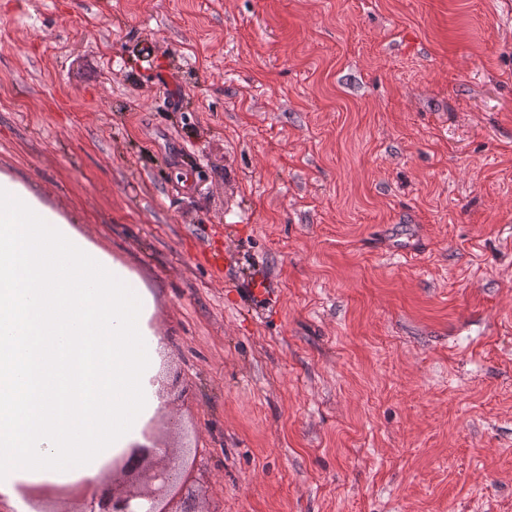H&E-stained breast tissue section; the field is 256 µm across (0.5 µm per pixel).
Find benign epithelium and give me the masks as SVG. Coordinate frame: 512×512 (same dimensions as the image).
Segmentation results:
<instances>
[{"label":"benign epithelium","instance_id":"1","mask_svg":"<svg viewBox=\"0 0 512 512\" xmlns=\"http://www.w3.org/2000/svg\"><path fill=\"white\" fill-rule=\"evenodd\" d=\"M169 454L167 448H132L114 459L112 482L92 492L79 512H199L190 494L159 505L177 479L175 462H163Z\"/></svg>","mask_w":512,"mask_h":512}]
</instances>
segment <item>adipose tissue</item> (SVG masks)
<instances>
[{
  "label": "adipose tissue",
  "mask_w": 512,
  "mask_h": 512,
  "mask_svg": "<svg viewBox=\"0 0 512 512\" xmlns=\"http://www.w3.org/2000/svg\"><path fill=\"white\" fill-rule=\"evenodd\" d=\"M152 292L19 180L0 173V501L96 489L150 448L164 336Z\"/></svg>",
  "instance_id": "1"
}]
</instances>
